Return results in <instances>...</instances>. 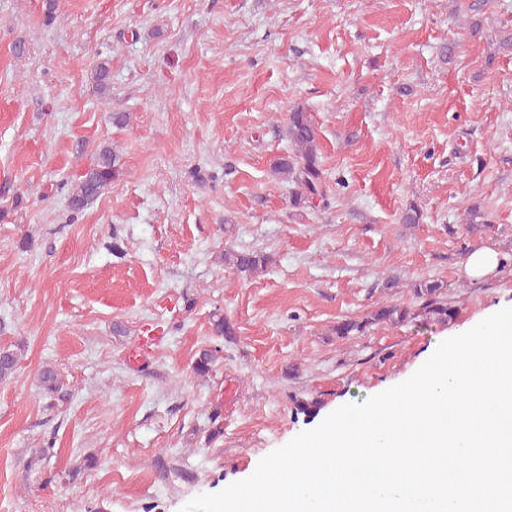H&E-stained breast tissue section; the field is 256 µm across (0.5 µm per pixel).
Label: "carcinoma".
Listing matches in <instances>:
<instances>
[{
    "label": "carcinoma",
    "instance_id": "cac0c4a2",
    "mask_svg": "<svg viewBox=\"0 0 512 512\" xmlns=\"http://www.w3.org/2000/svg\"><path fill=\"white\" fill-rule=\"evenodd\" d=\"M286 135L292 146V153L275 159L271 164V172L279 179L296 185L298 191L293 196L294 205L311 204L315 199L325 201L327 191L325 170L320 160L319 133L311 115L301 108L289 113ZM117 175V157L112 154L109 147H101L69 194L71 208L80 210L94 202ZM224 260L237 273L248 277L265 267L268 257L260 253L228 250L224 253ZM443 288L445 285L439 279L419 280L411 285L413 297L418 301L421 312L442 323L454 315V310L443 297ZM413 318L415 314L407 307L383 304L371 311L364 321L350 319L339 322L336 325V335L344 337L361 332L369 325H398ZM18 362L17 351L9 347H0V381L9 378L15 372ZM213 362V351L205 349L195 359L192 370L198 376H205L212 370ZM39 377L46 392L58 391V373L54 368L44 367Z\"/></svg>",
    "mask_w": 512,
    "mask_h": 512
}]
</instances>
